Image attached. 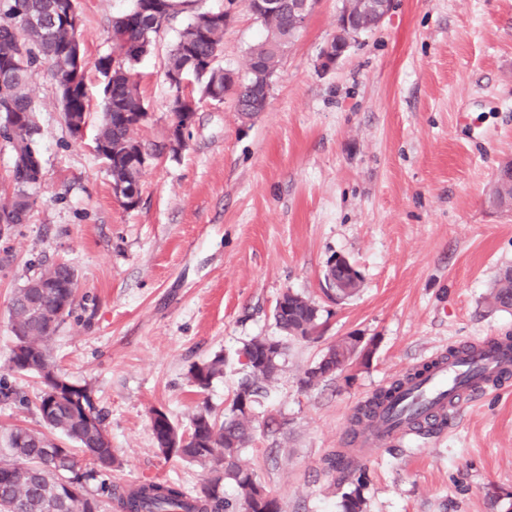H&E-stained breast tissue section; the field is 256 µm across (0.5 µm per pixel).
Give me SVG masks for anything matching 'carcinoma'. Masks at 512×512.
I'll use <instances>...</instances> for the list:
<instances>
[{
  "label": "carcinoma",
  "mask_w": 512,
  "mask_h": 512,
  "mask_svg": "<svg viewBox=\"0 0 512 512\" xmlns=\"http://www.w3.org/2000/svg\"><path fill=\"white\" fill-rule=\"evenodd\" d=\"M156 0H132L126 10L112 18V50L94 62L104 77L100 106V123L95 149L107 164L112 181L124 184L127 209L141 199L143 170L130 164L128 149L137 139L134 130L140 113L147 111L132 69L152 48L154 37L162 29L161 20L179 12V0H166V9H155ZM34 14L46 21L47 29L23 23ZM80 19L77 0H0V104L11 105L19 127L26 128L27 142L17 147L18 135H0L13 150L36 149L40 135L37 110L30 85L32 70L43 62L49 64L56 81L64 121L75 133L89 114L86 73L89 62L77 65L68 51L74 43V26L67 19ZM266 36L254 44L249 53L246 76L240 87L242 103L257 101L269 67L278 63L279 48L285 38L296 34L288 7L270 19H263ZM224 22L202 23L197 15L187 24L170 53L165 75L180 74L194 78L204 97L224 91V68L219 63L224 44ZM176 117L169 135L179 138L186 113L197 112V101L189 96L170 107ZM35 174L19 162L13 163L10 191L0 198V220L7 224H25L30 217L31 195L36 189ZM76 278L66 262L42 269L28 281H52L56 287L39 291L19 288L14 293L10 315L15 347L11 370L38 376L41 391L37 408L45 430L16 427L6 438L8 458H0V512H103L105 503L117 502L120 512H281L274 498L258 496L261 482L255 471L243 463L242 452L252 438V416L240 406L247 395L255 404L266 392L265 386L280 370L288 341L298 339L294 332L308 324L317 307L307 298L283 294L275 305L273 318L285 336L277 342L276 355H263L258 361L259 339L246 344L242 353L250 363L234 393L232 405L219 418L205 405L190 418L189 429L181 431L168 422L153 430L157 446L165 458L177 457L196 463L207 470L200 491L189 495L176 483L149 482L119 487L112 482L118 460L112 448L93 388L71 382L55 365L52 342L61 324L71 312L77 288L67 284ZM496 308H512V269L497 278L491 293ZM429 366L424 364L377 391L372 399L359 406L350 418L359 424L377 407L389 400L406 384L419 379ZM224 357L215 355L191 368L194 385L207 389L213 379L223 374ZM328 472L341 479L361 481L362 465L331 453L324 459ZM233 482L237 502L224 498V482Z\"/></svg>",
  "instance_id": "carcinoma-1"
}]
</instances>
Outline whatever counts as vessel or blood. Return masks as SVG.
I'll return each mask as SVG.
<instances>
[{
    "label": "vessel or blood",
    "mask_w": 512,
    "mask_h": 512,
    "mask_svg": "<svg viewBox=\"0 0 512 512\" xmlns=\"http://www.w3.org/2000/svg\"><path fill=\"white\" fill-rule=\"evenodd\" d=\"M512 375V342L485 339L447 358L432 355L425 377L411 383L408 394L417 402L413 414L396 417L390 406H382L349 449L353 461L366 458L406 436L412 421L431 416L442 419L458 414L475 395L497 389Z\"/></svg>",
    "instance_id": "obj_1"
}]
</instances>
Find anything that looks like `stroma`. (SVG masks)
I'll return each instance as SVG.
<instances>
[{"label": "stroma", "mask_w": 512, "mask_h": 512, "mask_svg": "<svg viewBox=\"0 0 512 512\" xmlns=\"http://www.w3.org/2000/svg\"><path fill=\"white\" fill-rule=\"evenodd\" d=\"M130 4L78 0L88 60L109 51L112 16ZM340 7L319 0L266 111L242 115L229 96L205 101L174 155L164 148L165 66L190 19L230 12L220 61L236 75L265 35L244 0H189L135 66L149 112L135 136L149 158L132 209L115 200L95 151L98 107L74 138L48 66L34 69L44 179L28 222L0 235V439L41 426L37 378L8 370L10 303L57 261L74 268L80 290L53 356L93 387L123 485L168 480L198 492L202 469L164 459L152 410L183 430L199 407L228 411L243 345L281 335L279 297L292 291L317 306L321 338L289 342L243 453L281 512H342L352 486L324 459L344 447L369 394L431 354L512 336V309L489 303L495 277L512 268V209L492 201L498 168L512 161V0H392L381 26L323 72L317 59ZM335 254L360 273L352 297L323 291ZM349 335L373 340L368 359L301 387L325 347ZM217 354L223 375L197 389L192 366ZM363 465L364 512H512V384Z\"/></svg>", "instance_id": "obj_1"}]
</instances>
